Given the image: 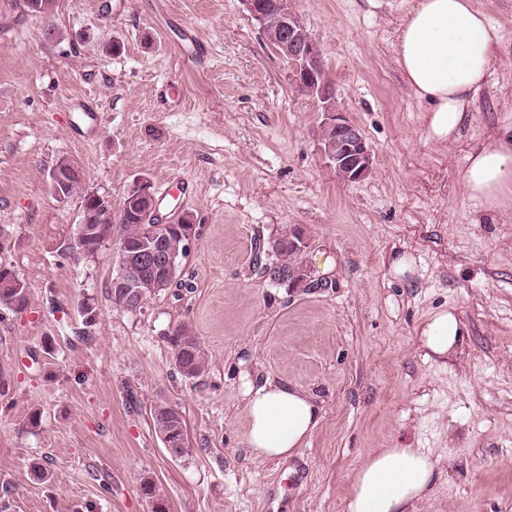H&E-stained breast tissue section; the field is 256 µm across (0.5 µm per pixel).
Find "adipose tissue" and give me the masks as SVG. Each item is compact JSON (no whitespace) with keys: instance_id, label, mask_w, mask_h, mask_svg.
I'll use <instances>...</instances> for the list:
<instances>
[{"instance_id":"adipose-tissue-1","label":"adipose tissue","mask_w":512,"mask_h":512,"mask_svg":"<svg viewBox=\"0 0 512 512\" xmlns=\"http://www.w3.org/2000/svg\"><path fill=\"white\" fill-rule=\"evenodd\" d=\"M500 43V31L473 0H414L395 49L404 81L428 102L424 134L438 145L457 141L471 118ZM464 194L491 213L512 212V113L496 136L472 147L462 175ZM464 335L454 308L431 313L418 329L430 353L452 355ZM246 442L261 458L294 456L321 421L304 389L271 380L246 392ZM440 475V461L420 448H378L354 471L346 512H413Z\"/></svg>"}]
</instances>
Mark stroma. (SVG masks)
Segmentation results:
<instances>
[{"label": "stroma", "mask_w": 512, "mask_h": 512, "mask_svg": "<svg viewBox=\"0 0 512 512\" xmlns=\"http://www.w3.org/2000/svg\"><path fill=\"white\" fill-rule=\"evenodd\" d=\"M288 2L373 150L359 181L337 177L320 101L243 0H57L48 17L0 0V264L28 297L0 310V512H346L352 474L377 448L447 462L415 512H512V213L460 189L471 145L512 111V0H473L502 40L447 147L425 140L427 106L396 60L412 0ZM112 40L122 53L105 52ZM75 98L99 107L93 137L70 126ZM60 162L82 178L66 199L49 186ZM143 182L159 218H190L197 235L185 289L128 312L108 294L114 240L87 256L73 234L82 193L117 210ZM293 225L306 231L307 281L287 288L258 273L255 245ZM321 251L331 275L317 272ZM404 253L416 272L397 279ZM443 306L466 332L448 360L416 342ZM180 326L203 352L194 379L173 361ZM268 379L322 412L289 460L306 482L273 503L279 463L250 453L244 411ZM161 403L185 420L182 456L154 429Z\"/></svg>", "instance_id": "1"}]
</instances>
